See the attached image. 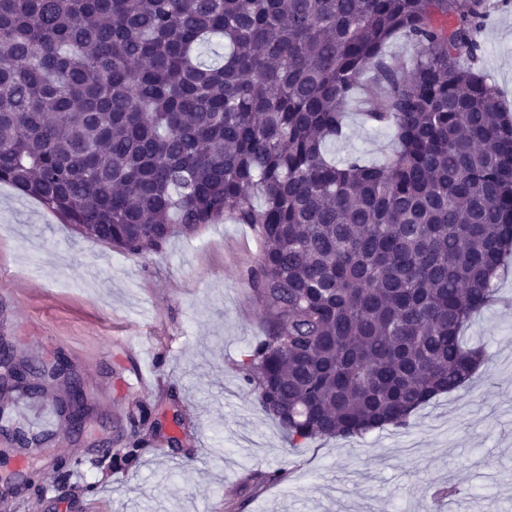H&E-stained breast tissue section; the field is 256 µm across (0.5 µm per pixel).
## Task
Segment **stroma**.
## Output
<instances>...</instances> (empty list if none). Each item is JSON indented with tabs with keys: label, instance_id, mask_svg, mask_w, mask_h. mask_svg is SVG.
<instances>
[{
	"label": "stroma",
	"instance_id": "35a3bbf8",
	"mask_svg": "<svg viewBox=\"0 0 512 512\" xmlns=\"http://www.w3.org/2000/svg\"><path fill=\"white\" fill-rule=\"evenodd\" d=\"M480 40V67L512 107V6L495 10ZM394 147L353 106L328 151L377 163ZM259 252L250 225L223 221L132 257L0 184V336L34 361H70L93 406L80 435L63 431L38 449L0 512H512V274L498 282L508 307L484 310L464 333L489 358L472 383L431 400L408 427L292 448L240 370L264 334L245 277ZM159 405L180 420L140 427L136 465L89 467L58 484L60 462L117 447L129 414ZM54 408L0 395V421L28 431ZM171 436L181 446L168 447ZM280 471L285 481L274 480ZM450 485L456 497L433 498Z\"/></svg>",
	"mask_w": 512,
	"mask_h": 512
}]
</instances>
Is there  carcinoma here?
<instances>
[{
    "label": "carcinoma",
    "mask_w": 512,
    "mask_h": 512,
    "mask_svg": "<svg viewBox=\"0 0 512 512\" xmlns=\"http://www.w3.org/2000/svg\"><path fill=\"white\" fill-rule=\"evenodd\" d=\"M511 3L0 0V183L131 256L250 225L265 332L241 370L261 410L293 448L405 428L484 363L462 330L509 270L512 111L479 35ZM354 101L393 133L381 163L326 148ZM15 366L87 408L73 376ZM147 419L91 464L137 463Z\"/></svg>",
    "instance_id": "obj_1"
}]
</instances>
